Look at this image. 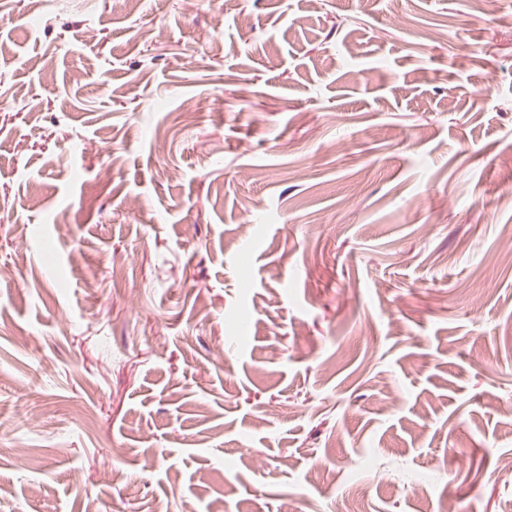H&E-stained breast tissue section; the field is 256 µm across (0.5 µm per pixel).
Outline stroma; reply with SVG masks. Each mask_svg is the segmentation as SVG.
Segmentation results:
<instances>
[{"label": "stroma", "mask_w": 512, "mask_h": 512, "mask_svg": "<svg viewBox=\"0 0 512 512\" xmlns=\"http://www.w3.org/2000/svg\"><path fill=\"white\" fill-rule=\"evenodd\" d=\"M1 266L0 512H512V0H0Z\"/></svg>", "instance_id": "35a3bbf8"}]
</instances>
